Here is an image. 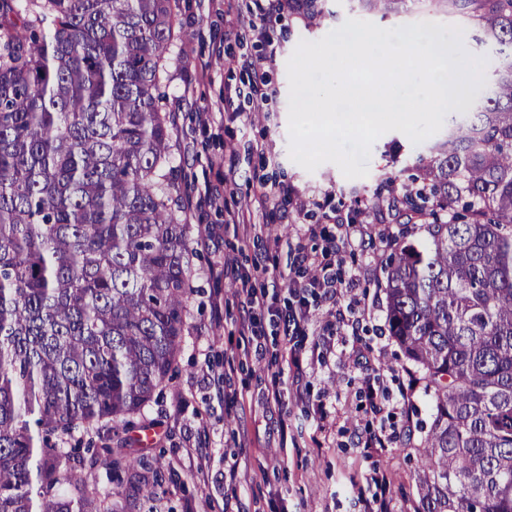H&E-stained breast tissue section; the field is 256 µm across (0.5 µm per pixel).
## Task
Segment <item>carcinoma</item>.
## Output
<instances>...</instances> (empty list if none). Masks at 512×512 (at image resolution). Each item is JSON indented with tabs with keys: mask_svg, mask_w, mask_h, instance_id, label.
Instances as JSON below:
<instances>
[{
	"mask_svg": "<svg viewBox=\"0 0 512 512\" xmlns=\"http://www.w3.org/2000/svg\"><path fill=\"white\" fill-rule=\"evenodd\" d=\"M434 7L499 46L496 90L386 198L425 238L384 267L390 336L433 398L415 512H512V0ZM309 24L321 0H290ZM172 0H0V512H118L87 473L110 447L76 432L132 423L170 380L192 293L159 92Z\"/></svg>",
	"mask_w": 512,
	"mask_h": 512,
	"instance_id": "carcinoma-1",
	"label": "carcinoma"
}]
</instances>
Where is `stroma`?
I'll use <instances>...</instances> for the list:
<instances>
[{"instance_id":"obj_1","label":"stroma","mask_w":512,"mask_h":512,"mask_svg":"<svg viewBox=\"0 0 512 512\" xmlns=\"http://www.w3.org/2000/svg\"><path fill=\"white\" fill-rule=\"evenodd\" d=\"M323 16L308 26L291 12L250 22L249 0H176L180 33L167 53L161 90L172 120V193L182 223L191 227L195 292L187 303L188 328L182 351L166 388L134 419L120 438L104 431L110 447L131 448L145 459L143 480L123 503L124 512H139L145 495L158 492L162 512H224V473L239 467V512H352V499L367 491L373 469L390 473L391 512H414L413 475L421 464L415 448H392L365 455L356 448L350 428L365 424L355 395L360 372L349 356L353 339L340 334L335 349L316 365L303 389V399L265 403L261 393L278 380L274 355L285 343L268 312H248L240 293L241 278L250 286L269 287L268 271L284 279L300 277V251L321 249L336 231L331 219L350 217L368 231L403 230L397 211H376L370 203L385 178L396 186L410 184L419 155L428 143L413 144L390 131L373 144L366 177L346 178L331 162L309 172L289 156V80L287 62L300 40L316 41L346 19H368L382 28L419 21L459 25L463 44L472 55L494 61L493 45L477 43L481 30L461 18L434 9L406 14L364 15L355 0H322ZM263 73L269 96L256 103L234 102L230 112L217 111L227 89L245 88ZM210 111L208 122L199 112ZM223 184L224 194L209 200L207 188ZM287 186L280 200L286 221L268 224L256 197L262 189ZM251 223L249 237L227 229L234 216ZM316 232L300 236L298 227ZM390 252L387 241L376 246L353 244L342 252L346 273L356 274L355 294L377 303L373 319L361 333L364 342L383 348V369L406 379L411 365L390 337L382 264ZM252 317L266 338L268 358H243L239 324ZM235 371L228 397H215L213 379L225 361ZM323 405L333 426L321 429L313 409ZM206 437H198V426Z\"/></svg>"}]
</instances>
